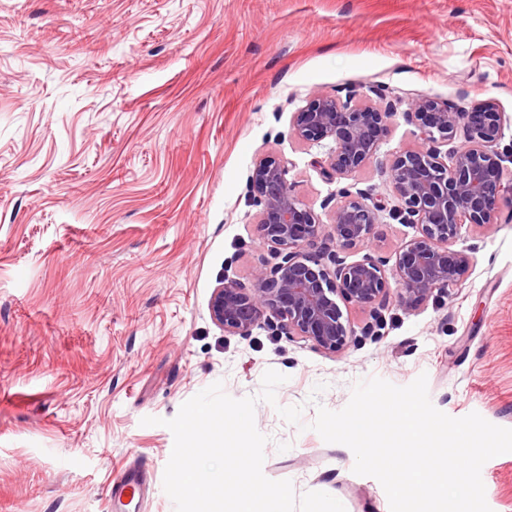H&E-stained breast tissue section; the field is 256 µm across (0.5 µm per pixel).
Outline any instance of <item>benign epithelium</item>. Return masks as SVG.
Returning <instances> with one entry per match:
<instances>
[{
    "label": "benign epithelium",
    "mask_w": 512,
    "mask_h": 512,
    "mask_svg": "<svg viewBox=\"0 0 512 512\" xmlns=\"http://www.w3.org/2000/svg\"><path fill=\"white\" fill-rule=\"evenodd\" d=\"M374 103L359 102L357 89L345 99L317 93L294 113V135L306 142H334L324 160L326 175L346 179L373 159L382 143L388 118L398 101L377 86L367 87ZM407 117L416 120L419 147L394 156L387 168L396 204L372 189L339 190L345 201L333 215L329 230L291 189L285 162L264 156L254 163L250 178L253 200L261 207L258 232L278 262L263 265L246 286L226 280L210 302L214 322L228 333L245 334L265 312L280 328L325 354H336L352 342L354 330L345 323L337 300L373 308L389 298L386 260L371 254L348 263L341 253L369 244L374 224L384 211L401 224L418 228V236L396 253L398 302L412 309L434 292L460 285L470 257L450 245L465 224L490 227L502 207L512 201V142L502 145L503 113L489 101L471 110L453 108L434 97L418 98ZM460 149L442 150L457 135ZM324 246L311 252L318 237Z\"/></svg>",
    "instance_id": "7a95c632"
}]
</instances>
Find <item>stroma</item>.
<instances>
[{"label":"stroma","mask_w":512,"mask_h":512,"mask_svg":"<svg viewBox=\"0 0 512 512\" xmlns=\"http://www.w3.org/2000/svg\"><path fill=\"white\" fill-rule=\"evenodd\" d=\"M381 85L399 100L380 150L353 178L392 197L386 173L417 147L409 103L491 100L512 141V0H0V512H109L113 480L151 474L141 512H175L163 490L174 438L163 420L215 382L257 397L263 473L346 512H390L355 457L310 425L355 383L428 378L432 404L512 428V208L462 226L471 264L452 294L405 309L342 304L358 335L328 355L270 316L248 334L213 320L224 279L250 283L274 255L247 192L258 157L283 160L294 194L329 224L339 181L330 140L292 133L315 92ZM417 228L381 216L370 246L394 260ZM287 375L275 404L262 377ZM322 393H315L317 384ZM299 405L300 425L278 407ZM481 477L512 512V453Z\"/></svg>","instance_id":"stroma-1"}]
</instances>
